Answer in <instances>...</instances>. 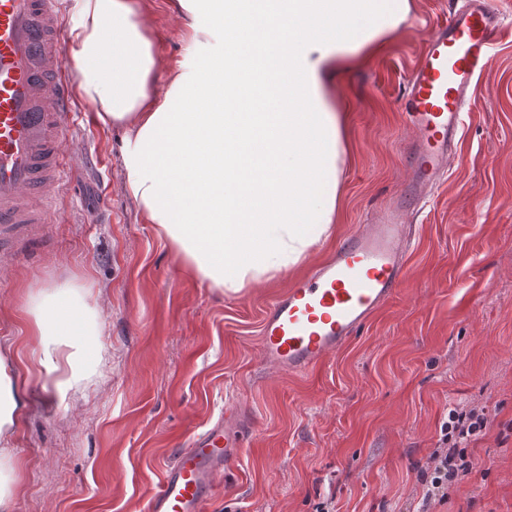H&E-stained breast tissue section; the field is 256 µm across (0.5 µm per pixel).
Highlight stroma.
Here are the masks:
<instances>
[{"label": "stroma", "mask_w": 512, "mask_h": 512, "mask_svg": "<svg viewBox=\"0 0 512 512\" xmlns=\"http://www.w3.org/2000/svg\"><path fill=\"white\" fill-rule=\"evenodd\" d=\"M461 0H410L401 27L334 78L343 126L341 198L330 237L306 263L239 295L197 279L126 195L123 132L83 119L67 174L29 258L0 263V351L23 409L11 438L10 512H143L177 449L237 402L250 433L207 512H512V0L508 34L466 107L431 201L412 215L401 288L306 374L264 364L268 303L406 190L415 133L404 87L431 27ZM167 65L188 32L168 0H141ZM75 288L99 313L104 362L78 401L52 395L25 308ZM486 411L475 464L446 500L422 505L421 471L450 408Z\"/></svg>", "instance_id": "stroma-1"}]
</instances>
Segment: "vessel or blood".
I'll list each match as a JSON object with an SVG mask.
<instances>
[{"mask_svg":"<svg viewBox=\"0 0 512 512\" xmlns=\"http://www.w3.org/2000/svg\"><path fill=\"white\" fill-rule=\"evenodd\" d=\"M61 0H0V242L21 254L46 223L65 143L76 119L64 76ZM503 34L489 0H464L428 35L412 68L404 111L416 132L411 186L375 223L343 239L332 257L273 298L260 347L270 365L305 373L347 343L405 276L416 209L444 175L471 93ZM246 424L217 419L167 466L145 512H204L216 479L234 467Z\"/></svg>","mask_w":512,"mask_h":512,"instance_id":"b4317fda","label":"vessel or blood"}]
</instances>
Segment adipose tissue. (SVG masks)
I'll return each mask as SVG.
<instances>
[{"label": "adipose tissue", "instance_id": "ef3b65f1", "mask_svg": "<svg viewBox=\"0 0 512 512\" xmlns=\"http://www.w3.org/2000/svg\"><path fill=\"white\" fill-rule=\"evenodd\" d=\"M191 34L154 83L162 60L140 0H75L68 31L76 93L99 125L122 129L125 190L159 238L201 281L238 295L304 260L336 222L341 118L329 88L345 64L397 30L409 0H175ZM247 33L258 70L228 67L215 49L225 25ZM287 40H280V33ZM271 97L269 112H209L240 84ZM41 364L75 400L99 364L97 318L72 289L32 297Z\"/></svg>", "mask_w": 512, "mask_h": 512}]
</instances>
